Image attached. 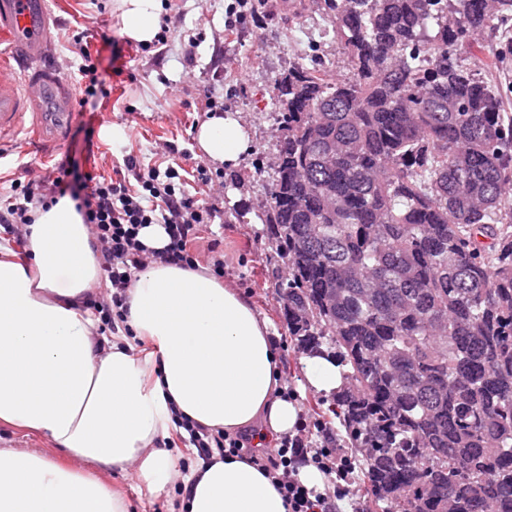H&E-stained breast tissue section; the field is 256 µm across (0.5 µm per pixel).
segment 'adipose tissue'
<instances>
[{
	"instance_id": "ef3b65f1",
	"label": "adipose tissue",
	"mask_w": 512,
	"mask_h": 512,
	"mask_svg": "<svg viewBox=\"0 0 512 512\" xmlns=\"http://www.w3.org/2000/svg\"><path fill=\"white\" fill-rule=\"evenodd\" d=\"M161 11L160 0H116L121 36L152 43ZM196 142L232 167L249 136L217 114ZM34 217L30 264L0 259V423L43 436L89 468L0 448V512H129L102 479L127 469L152 493L180 479V512H287L250 463L227 458L181 474L162 445L178 414L212 431L259 424L274 439L293 432L300 408L281 393L277 341L250 300L205 269L152 264L127 291L128 323L153 346L135 357L126 337L97 335L83 307L100 255L74 201L63 197ZM304 364L306 388L327 396L340 388L333 360Z\"/></svg>"
}]
</instances>
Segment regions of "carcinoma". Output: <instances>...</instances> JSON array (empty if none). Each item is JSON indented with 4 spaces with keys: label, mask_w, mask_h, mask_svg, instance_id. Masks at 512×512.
<instances>
[{
    "label": "carcinoma",
    "mask_w": 512,
    "mask_h": 512,
    "mask_svg": "<svg viewBox=\"0 0 512 512\" xmlns=\"http://www.w3.org/2000/svg\"><path fill=\"white\" fill-rule=\"evenodd\" d=\"M322 7L349 74L277 82L258 209L288 332L342 367L367 512H512V113L468 63L512 0Z\"/></svg>",
    "instance_id": "carcinoma-1"
}]
</instances>
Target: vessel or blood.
<instances>
[{"label":"vessel or blood","instance_id":"1","mask_svg":"<svg viewBox=\"0 0 512 512\" xmlns=\"http://www.w3.org/2000/svg\"><path fill=\"white\" fill-rule=\"evenodd\" d=\"M52 38L50 0H0V142L24 134L61 144L78 123Z\"/></svg>","mask_w":512,"mask_h":512}]
</instances>
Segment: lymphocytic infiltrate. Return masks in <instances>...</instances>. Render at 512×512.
Segmentation results:
<instances>
[{"label": "lymphocytic infiltrate", "instance_id": "f902f5d3", "mask_svg": "<svg viewBox=\"0 0 512 512\" xmlns=\"http://www.w3.org/2000/svg\"><path fill=\"white\" fill-rule=\"evenodd\" d=\"M125 172L104 177L78 173L75 164L61 159L40 181L14 180L11 194L0 202V232L16 244H25L36 208H49L64 196L76 203L100 253V277L104 293H90L86 306L100 319L98 334L132 336L127 322L126 290L135 272L160 261L195 268V247L203 225L214 223L218 210L207 198L185 188L184 174L174 164L143 165L133 154L123 157ZM151 224L163 225L168 242L162 249L146 246L140 232ZM188 441L204 454L249 457L274 480L288 512H338L337 502L348 494L351 459L338 447L329 422L300 421L295 434L282 438L278 447L256 448L248 437L210 432L187 418H178ZM322 436L312 447V433ZM315 466L329 481L324 491L307 487L299 477L300 464Z\"/></svg>", "mask_w": 512, "mask_h": 512}]
</instances>
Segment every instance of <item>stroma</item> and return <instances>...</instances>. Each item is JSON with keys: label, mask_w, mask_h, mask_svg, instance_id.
<instances>
[{"label": "stroma", "mask_w": 512, "mask_h": 512, "mask_svg": "<svg viewBox=\"0 0 512 512\" xmlns=\"http://www.w3.org/2000/svg\"><path fill=\"white\" fill-rule=\"evenodd\" d=\"M172 18L167 45L138 47L119 34L114 0H51L57 18L53 29L54 53L68 73L76 97L84 96L85 81L79 68L83 59L73 37L85 32L97 77L105 96L85 98L81 122L93 126L94 146L84 148L82 129L72 130L65 144L52 154L32 141L19 139L0 145V194L25 169L45 174L64 156L88 163L96 173L112 176L122 170L123 152L137 155L144 164L154 163V151L172 143L183 151L185 169L207 164L195 133L206 120L201 105L205 98L223 103L226 113L239 117L248 130L249 147L238 166L215 165L225 189L217 199L221 211L215 224L204 228L199 247L212 240L222 242L224 280L239 288L266 319L275 336L286 338L281 372L290 388L299 392L301 413L313 418V407L322 394L303 388L304 356L288 340L277 286L285 263L274 244L266 239L256 216L271 181L269 158L276 151L279 109L276 82L298 66H312L315 58L336 57V36L320 0H295L293 10L281 0H253L252 10L236 26H227L228 8L234 0H170ZM478 62H493L492 78L503 88L512 87V25L479 37ZM112 128L114 137L104 135ZM107 482L131 503L133 512H171L178 488L151 497L139 489L133 472H113Z\"/></svg>", "instance_id": "35a3bbf8"}]
</instances>
